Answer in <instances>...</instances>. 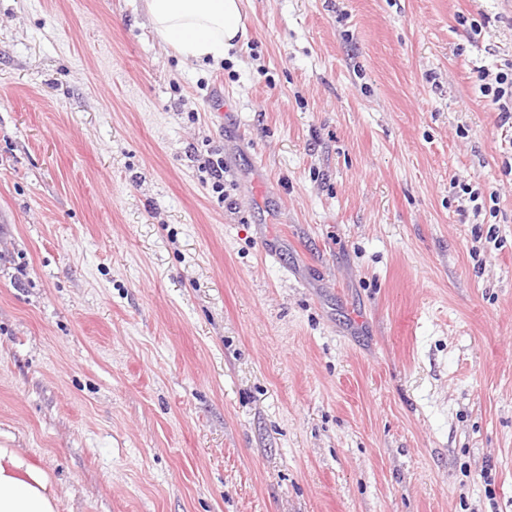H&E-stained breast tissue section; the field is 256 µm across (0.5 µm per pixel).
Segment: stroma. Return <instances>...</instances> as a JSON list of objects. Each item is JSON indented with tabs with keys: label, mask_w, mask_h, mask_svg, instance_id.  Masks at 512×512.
Wrapping results in <instances>:
<instances>
[{
	"label": "stroma",
	"mask_w": 512,
	"mask_h": 512,
	"mask_svg": "<svg viewBox=\"0 0 512 512\" xmlns=\"http://www.w3.org/2000/svg\"><path fill=\"white\" fill-rule=\"evenodd\" d=\"M244 22L0 0V446L58 512H512V0ZM155 34L179 54L217 65L248 38L242 0H145ZM507 70L500 71L495 76L494 86L482 84V92L492 96L491 101L498 111V126L512 130V64Z\"/></svg>",
	"instance_id": "obj_1"
}]
</instances>
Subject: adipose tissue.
Listing matches in <instances>:
<instances>
[{
	"label": "adipose tissue",
	"instance_id": "1",
	"mask_svg": "<svg viewBox=\"0 0 512 512\" xmlns=\"http://www.w3.org/2000/svg\"><path fill=\"white\" fill-rule=\"evenodd\" d=\"M155 34L179 54L221 63L248 38L242 0H145ZM52 476L32 458L0 446V512H58Z\"/></svg>",
	"mask_w": 512,
	"mask_h": 512
}]
</instances>
